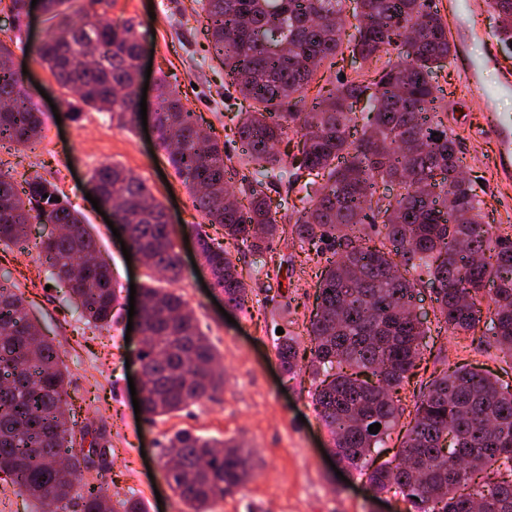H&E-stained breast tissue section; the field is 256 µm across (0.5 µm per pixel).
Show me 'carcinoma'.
Returning a JSON list of instances; mask_svg holds the SVG:
<instances>
[{"label": "carcinoma", "instance_id": "1", "mask_svg": "<svg viewBox=\"0 0 512 512\" xmlns=\"http://www.w3.org/2000/svg\"><path fill=\"white\" fill-rule=\"evenodd\" d=\"M69 3L41 0L51 28L33 46L35 54L85 106L135 127L143 52L135 26H116L104 13L75 23ZM346 3L198 0L213 58L228 85L249 101L232 134L247 145L253 163L240 173L202 117L158 79V140L202 223L176 230L147 186L117 166L101 167L90 181V192L112 202L117 220L130 227L129 250L152 258L151 270L166 283L142 287L144 414L153 421L224 388L221 358L175 288L184 276L177 235H193L215 287L243 310L253 289L231 250L246 249L258 259L256 274L267 275L275 263L272 244L288 233L304 253L324 257L316 309L302 333L309 344V394L338 462L366 478L375 493L401 496L406 512H512V391L473 369L437 375L415 401L394 458L379 465L372 458L396 424L399 392L427 334L412 310L415 283L408 274L438 283L441 328L460 334L482 322V337L512 354V234L481 224L478 195L462 176L456 140L437 112L441 89L434 74L454 50L448 23L425 0H355L350 24ZM489 4L498 36L512 42V0ZM29 8L30 0H9L16 27L26 24ZM348 26L354 29L349 35ZM272 43L283 49L272 51ZM345 43L365 62L380 60L392 45L400 51L372 78H339L320 87L305 110L311 82L325 63L335 64ZM12 56L1 44L0 141L24 149L39 142L44 120L30 107L21 76L9 65ZM362 115V134L351 140ZM290 132L299 138L297 152L285 159L277 145ZM305 177L307 207L296 218L288 200L273 207L262 190L273 182L289 190ZM402 178L395 199L377 194ZM24 183L17 187L0 170V244L34 241L80 317L112 326L120 291L91 225L52 182L34 177ZM369 214L383 224L379 241L364 224ZM46 224L63 225L64 235L33 234ZM205 224L224 229L225 243L214 242ZM325 237L338 246L327 257L320 247ZM274 347L284 372L297 375V337L279 336ZM65 378L58 350L40 336L22 296L0 283V475L18 494L60 512L73 503L78 512H148L133 495L112 503L87 478L74 492L73 477L89 469L88 451L71 455L63 467L47 462L89 434L77 427ZM374 423L381 424L376 434L369 432ZM165 457L163 479L187 512H209L252 477L249 449L188 430L168 438Z\"/></svg>", "mask_w": 512, "mask_h": 512}]
</instances>
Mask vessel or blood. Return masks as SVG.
<instances>
[{
	"mask_svg": "<svg viewBox=\"0 0 512 512\" xmlns=\"http://www.w3.org/2000/svg\"><path fill=\"white\" fill-rule=\"evenodd\" d=\"M448 11L455 19L453 35L457 44L455 63L463 74L469 89L485 110L484 118L488 133L496 143V165L503 181L512 180V117L502 116L494 109L493 93H488L482 83L484 71L491 67V56H471L466 45L474 39L492 43L494 35L478 20L475 0H450Z\"/></svg>",
	"mask_w": 512,
	"mask_h": 512,
	"instance_id": "vessel-or-blood-1",
	"label": "vessel or blood"
}]
</instances>
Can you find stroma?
Segmentation results:
<instances>
[{
    "label": "stroma",
    "mask_w": 512,
    "mask_h": 512,
    "mask_svg": "<svg viewBox=\"0 0 512 512\" xmlns=\"http://www.w3.org/2000/svg\"><path fill=\"white\" fill-rule=\"evenodd\" d=\"M77 17L106 12L116 24L133 22L143 46L153 53L152 76H165L181 91L190 108L201 114L233 159L244 156L239 138L225 136L246 103L224 88V68L209 60L201 10L196 0H114L106 9L95 0H72ZM49 24L40 8H32L25 30H17L7 11H0V43L14 52L27 70L25 89L45 115L44 136L33 148L17 151L0 146V168L16 180L40 176L55 182L70 204L81 211L121 292L129 301L131 286L146 284L147 270L138 258H124L121 245L104 218L87 198L95 171L116 165L144 181L169 211L172 221L196 224L201 220L188 189L170 166L157 140L143 128L119 126L103 112L83 110L79 120L55 118L51 101L63 94L50 72L27 50L39 42ZM448 127L464 159V172L482 201L483 223L500 232L512 231V183L500 180L496 147L482 131L484 110L471 95L454 61L438 73ZM188 267L177 289L193 309L199 327L224 365V390L214 399L155 421L136 420L128 380L139 375L137 354L143 344L125 321L111 328L87 325L66 300L67 287L54 281L34 247L0 245V283L21 293L40 328L59 349L67 368L69 398L79 407V425L104 429L112 446L104 492L112 499L135 495L149 512H185L178 496L161 478V454L168 434L185 429L217 440L236 439L254 451L252 478L212 512H406L402 499L374 494L353 471L336 475L326 455L332 437L309 397L307 374H284L273 338L277 330L299 333L316 308L319 270L306 261L298 245L277 243L275 258L291 260L292 276L255 277L249 253L237 262L249 278L255 296L248 309H231L222 316L201 283L207 267L191 268L196 258L192 240H180ZM292 310L280 313L284 303ZM415 311L428 334L409 385L401 392L406 410L395 433L403 435L413 401L428 382L446 369L466 365L498 379L512 390V357L472 335L448 338L439 331L436 289L429 281L415 286ZM390 441L385 457L399 443Z\"/></svg>",
    "instance_id": "obj_1"
}]
</instances>
